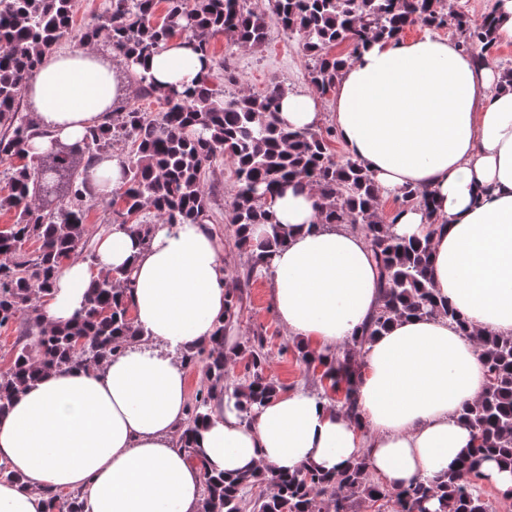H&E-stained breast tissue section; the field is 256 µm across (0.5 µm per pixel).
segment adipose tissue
Masks as SVG:
<instances>
[{"mask_svg": "<svg viewBox=\"0 0 512 512\" xmlns=\"http://www.w3.org/2000/svg\"><path fill=\"white\" fill-rule=\"evenodd\" d=\"M186 40L139 61L158 92L198 84L208 71ZM133 84L90 49L46 57L26 97L38 156L103 121ZM331 118L344 150L373 176L381 199L411 187L434 197L446 225L432 231L416 207L387 218L404 236L430 237V276L474 329L512 335V86L451 38L372 43L341 71ZM279 118L320 127V99L288 92ZM285 244L270 267L272 308L305 352L325 355L350 341L379 300V267L367 239L318 218L308 184L289 182L273 198ZM96 260L64 263L41 305L53 328L79 311L95 276L131 268L125 290L145 335L97 370H53L0 418V461L24 476L0 481V512H44L49 490L75 492L86 512H198L203 471L231 474L313 466L337 472L366 456L391 487L432 479L464 459L473 430L464 417L487 384L483 357L455 324L405 317L366 346L357 378L358 415L289 389L251 423L215 391L201 427L204 463L178 442L188 378L180 353L211 335L235 283L210 225L161 224L149 245L112 224Z\"/></svg>", "mask_w": 512, "mask_h": 512, "instance_id": "ef3b65f1", "label": "adipose tissue"}]
</instances>
